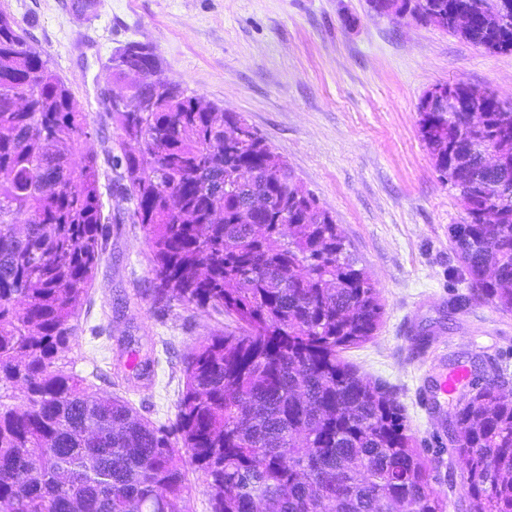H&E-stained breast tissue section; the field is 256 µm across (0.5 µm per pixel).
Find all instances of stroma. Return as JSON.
I'll return each instance as SVG.
<instances>
[{
  "label": "stroma",
  "instance_id": "1",
  "mask_svg": "<svg viewBox=\"0 0 512 512\" xmlns=\"http://www.w3.org/2000/svg\"><path fill=\"white\" fill-rule=\"evenodd\" d=\"M73 2L0 0V9L79 104L103 89L126 95V80L103 64L127 41L147 43L160 59L153 80L241 114L331 212L384 305L374 336L342 356L386 385L431 462L432 486L447 489L442 435L421 403L425 375L443 359L512 367V313L486 302L449 307L466 285L448 277L459 265L448 227L465 212L420 138L418 106L434 85L457 81L512 103V53L376 14L367 0H94L85 13ZM104 204L110 255L60 361L92 376L94 393L168 423L184 357L226 320L175 301L155 305L143 229L121 196ZM98 369L111 381L95 378Z\"/></svg>",
  "mask_w": 512,
  "mask_h": 512
}]
</instances>
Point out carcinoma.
Instances as JSON below:
<instances>
[{
    "label": "carcinoma",
    "instance_id": "1",
    "mask_svg": "<svg viewBox=\"0 0 512 512\" xmlns=\"http://www.w3.org/2000/svg\"><path fill=\"white\" fill-rule=\"evenodd\" d=\"M493 53L512 52V0H369ZM497 15L457 32L448 7ZM118 77L147 76L154 49L129 42L108 59ZM142 110L98 100L80 107L26 32L0 11V512H189L185 453L204 477L211 512H512V397L508 370L471 377L448 409V491L402 410L381 384L344 362L383 313L331 213L288 161L234 112L178 83L132 86ZM419 103V134L464 207L449 227L468 281L453 303L487 301L512 313V106L483 96L486 112H435ZM138 153L110 146L112 128ZM109 142L79 171L81 138ZM504 164L489 168V154ZM133 208L152 254V296L238 323L210 334L184 360L175 422L156 425L129 401L90 392L59 363L86 287L108 255L112 214L102 180ZM496 221H483L487 205ZM25 231L18 234L20 217ZM25 388L26 407L9 389Z\"/></svg>",
    "mask_w": 512,
    "mask_h": 512
}]
</instances>
